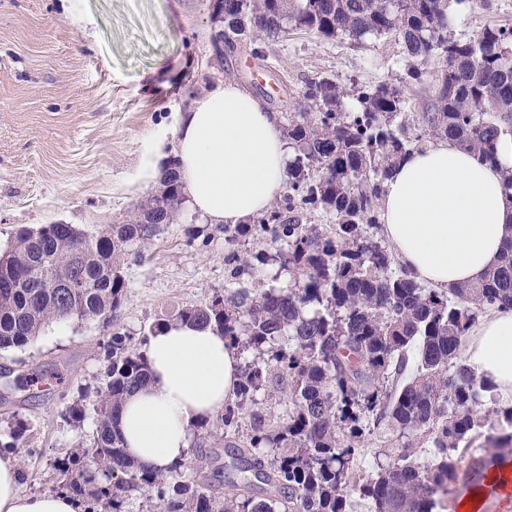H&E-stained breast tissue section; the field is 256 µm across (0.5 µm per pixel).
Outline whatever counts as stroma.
<instances>
[{"label":"stroma","mask_w":512,"mask_h":512,"mask_svg":"<svg viewBox=\"0 0 512 512\" xmlns=\"http://www.w3.org/2000/svg\"><path fill=\"white\" fill-rule=\"evenodd\" d=\"M492 3L453 6L450 35L512 28V0ZM217 31L210 0H0V250L24 226L130 222L159 191L142 183L140 163L155 136L173 138V108L225 79ZM252 43L244 36L232 76L276 113L294 111L306 81L327 75L362 88L392 83L408 111L427 112L442 67L433 59L409 78L395 36L336 42L292 29L261 60ZM228 249L223 226L180 210L129 258L114 320L56 323L24 350L0 353V437L24 422V492L59 491L56 461L92 446L112 333L140 340L223 291Z\"/></svg>","instance_id":"obj_1"}]
</instances>
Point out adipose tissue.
Instances as JSON below:
<instances>
[{
  "instance_id": "ef3b65f1",
  "label": "adipose tissue",
  "mask_w": 512,
  "mask_h": 512,
  "mask_svg": "<svg viewBox=\"0 0 512 512\" xmlns=\"http://www.w3.org/2000/svg\"><path fill=\"white\" fill-rule=\"evenodd\" d=\"M499 165L438 141L412 152L384 184L381 227L400 264L419 283L451 289L481 280L512 243V201L503 181L512 138L500 140ZM186 209L207 224H243L269 208L288 179L291 149L280 120L239 83H218L179 113L174 144L155 139L143 160L145 184L170 159ZM151 381L128 395L119 416L125 451L144 468L167 473L185 459L196 426L234 401L240 360L215 327L175 322L150 336ZM466 365L490 380L491 397L512 400V307L491 309L469 334ZM512 502V463L493 467L464 500L482 512L488 495ZM0 512H76L65 494L31 495L14 459L0 458Z\"/></svg>"
}]
</instances>
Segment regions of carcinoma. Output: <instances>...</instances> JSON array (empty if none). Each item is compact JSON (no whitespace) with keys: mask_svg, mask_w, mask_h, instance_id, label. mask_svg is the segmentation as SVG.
Listing matches in <instances>:
<instances>
[{"mask_svg":"<svg viewBox=\"0 0 512 512\" xmlns=\"http://www.w3.org/2000/svg\"><path fill=\"white\" fill-rule=\"evenodd\" d=\"M453 3L467 0H221L219 66L248 28L259 40L257 58L265 57L262 44L290 28L330 41L394 35L409 77L419 78L432 58L444 62L433 111H403L396 86L306 82L284 116L295 150L284 192L249 223L224 226L227 243L248 237L257 252L243 262L230 252L224 291L175 315L216 327L242 360L236 399L216 419L230 458L220 480L201 476L195 462L159 474L128 458L120 409L150 372L145 350L116 332L94 445L60 468L63 489L79 495L92 485L112 512H125L137 491L148 493L146 512H352L349 490L373 512H434L512 457V403L484 402L490 387L462 360L480 318L512 306V244L480 282L446 292L409 278L377 238L383 184L410 151L448 139L496 165L500 138L512 137V28L488 26L455 40ZM181 201L171 167L162 190L127 224L20 229L0 252V351L23 349L53 322L116 316L126 260L174 223ZM319 209L335 223H304ZM271 265L288 273L287 286H234ZM261 391L288 393L286 422L258 410ZM485 426L482 454L461 468V454ZM373 435L384 438L383 459L376 473L358 475L362 444ZM190 467L197 475L172 480Z\"/></svg>","mask_w":512,"mask_h":512,"instance_id":"obj_1","label":"carcinoma"}]
</instances>
